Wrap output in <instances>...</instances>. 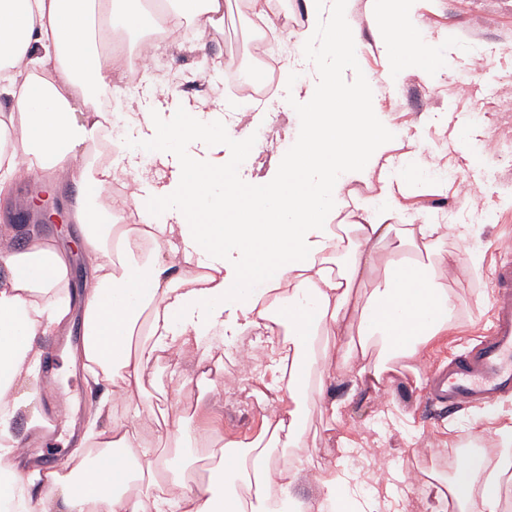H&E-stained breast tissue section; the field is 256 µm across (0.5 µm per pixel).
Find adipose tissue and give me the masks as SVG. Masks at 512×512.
<instances>
[{"mask_svg": "<svg viewBox=\"0 0 512 512\" xmlns=\"http://www.w3.org/2000/svg\"><path fill=\"white\" fill-rule=\"evenodd\" d=\"M378 2L388 72L432 66L435 51L416 37L411 20L416 0ZM166 4L170 35L187 24L202 32L224 24V0ZM93 7L92 0H0V92L14 100L0 113V197L22 177L54 183L64 176L102 195L144 174L133 155L92 163L79 152L88 133L113 118L100 111V92L128 98L127 42L152 25L142 0H102L99 41L91 32ZM304 9L307 25L281 83L304 94L307 132L283 158L279 176L263 183L264 200L225 184L223 157H200L227 140L259 151L236 137L221 113L140 106L120 118L143 131L152 166L171 178L114 197L101 211L79 206L75 230L89 258L83 306L73 302L68 246L37 236L21 249L0 245V268L8 273L0 282V512H361L345 469L323 473L317 495L301 500L292 494L300 466L275 463L277 450L302 447L297 420L309 396L340 414L330 374L317 363L340 354L352 386L385 388L398 361L447 331L456 312L449 272L479 260L448 250L449 225H394V193L356 202L345 194L348 179L370 169L390 133L358 82L340 74L360 43L345 0H304ZM309 67L316 77L300 85L295 76ZM350 208L359 220L334 233L332 221ZM360 282L372 283L370 293L356 292ZM77 318L96 325L97 338L68 357L93 382L106 383L105 401L141 397L144 373L159 353L189 352L213 332L235 338L254 330L270 343L264 387L281 400L273 407L261 398L271 412L254 439L215 440L220 456L204 482L184 475L193 458L182 456L175 468L151 450H136L137 424L90 421L80 442L102 451L95 476L83 464L33 471L44 495L26 500L17 492L18 471L6 463L19 445L12 429L23 404L18 388L43 364L41 338ZM377 339L389 358L372 365L365 357ZM494 435V465L486 476L470 475L454 497L436 484L407 481L385 483V497L397 504L431 497L433 512H447L452 500L458 512H512V424ZM117 453L130 468L113 470ZM249 458L261 463L254 481L238 467Z\"/></svg>", "mask_w": 512, "mask_h": 512, "instance_id": "obj_1", "label": "adipose tissue"}]
</instances>
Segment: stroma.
<instances>
[{
    "label": "stroma",
    "instance_id": "35a3bbf8",
    "mask_svg": "<svg viewBox=\"0 0 512 512\" xmlns=\"http://www.w3.org/2000/svg\"><path fill=\"white\" fill-rule=\"evenodd\" d=\"M377 10L375 0H346V18L361 41L355 73L362 80L375 78L367 91L369 104L381 114L400 152H413L422 167L428 157H435L446 170L439 181L423 175L407 182L395 221L468 225L469 235L450 237L447 246L463 254H481L479 269L458 272L450 282L460 308L448 331L422 348L418 363L429 369L465 354L474 338L489 327L495 246L512 229V166L487 150L488 142L512 137V112L501 107L503 99L512 98V0H420L416 13L420 32L446 61L391 80L383 77L386 60L374 27ZM238 13L239 0H224V28L212 32L201 50L162 47L164 67L155 98L162 103L177 100L193 110L223 98L225 111L239 115L233 124L237 135L262 144L258 154L244 157L232 141L224 143L225 164L247 184L279 174L281 159L307 130V107L286 86H277L273 95L261 100L268 114L257 124L252 113L241 109L244 83L220 76L210 82L200 79L202 58L238 66L249 56V30L236 26ZM172 67L182 73L181 87H171L166 80ZM479 109L486 114L480 123L474 118ZM201 346L212 351V360L201 361L196 354L161 357L145 372V399L132 404L115 398L113 419L153 410L173 421L188 419L200 439L254 438L264 416L258 403L263 388L259 375L235 386L225 385L223 378L233 373L230 349L264 350L265 336L256 331L241 339L205 336ZM329 369L333 396L347 404L341 419L334 422L319 406L307 407L305 445L294 451L308 460V476L294 488L304 499L315 492L310 474L342 463L366 512H387L377 491L390 473L419 486L436 476L454 479L455 469L442 464L436 450L447 452L468 441L473 454L493 455L495 427L512 421V396L487 407L448 411L427 402V388L417 384L414 372L404 371L386 391L375 395L363 387L350 393L341 359L332 360ZM56 373L70 394V417L78 425L87 424L98 409L101 388L88 383L82 370L61 362ZM203 374L208 382L196 387V378ZM186 377L191 385H183Z\"/></svg>",
    "mask_w": 512,
    "mask_h": 512
}]
</instances>
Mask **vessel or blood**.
Instances as JSON below:
<instances>
[{"label":"vessel or blood","mask_w":512,"mask_h":512,"mask_svg":"<svg viewBox=\"0 0 512 512\" xmlns=\"http://www.w3.org/2000/svg\"><path fill=\"white\" fill-rule=\"evenodd\" d=\"M41 392L49 425L39 440H26V450L47 443L57 435L69 405L66 394L51 392L53 376H46ZM512 394V251L505 250L493 272L492 326L480 336L472 351L453 358L445 370H429L427 395L433 405L446 408L461 404L487 405Z\"/></svg>","instance_id":"obj_1"}]
</instances>
